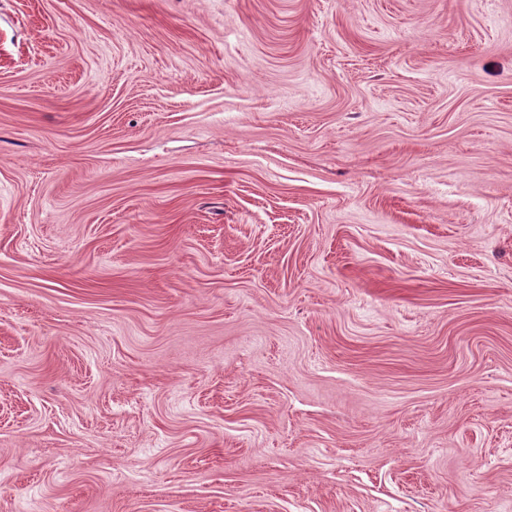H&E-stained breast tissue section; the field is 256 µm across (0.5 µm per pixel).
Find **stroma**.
<instances>
[{"label": "stroma", "mask_w": 512, "mask_h": 512, "mask_svg": "<svg viewBox=\"0 0 512 512\" xmlns=\"http://www.w3.org/2000/svg\"><path fill=\"white\" fill-rule=\"evenodd\" d=\"M0 512H512V0H0Z\"/></svg>", "instance_id": "stroma-1"}]
</instances>
